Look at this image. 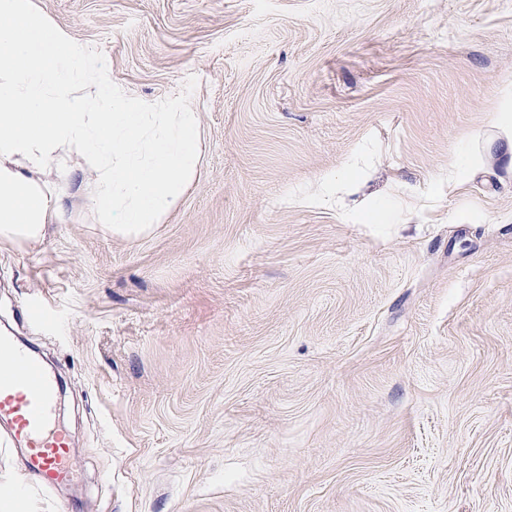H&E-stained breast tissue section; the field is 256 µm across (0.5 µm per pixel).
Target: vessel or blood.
<instances>
[{
	"instance_id": "1",
	"label": "vessel or blood",
	"mask_w": 512,
	"mask_h": 512,
	"mask_svg": "<svg viewBox=\"0 0 512 512\" xmlns=\"http://www.w3.org/2000/svg\"><path fill=\"white\" fill-rule=\"evenodd\" d=\"M57 383L42 362L0 336V420L27 448L32 468L48 483L67 481L70 459L64 431L54 419Z\"/></svg>"
}]
</instances>
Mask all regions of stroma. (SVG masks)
Listing matches in <instances>:
<instances>
[{
	"instance_id": "35a3bbf8",
	"label": "stroma",
	"mask_w": 512,
	"mask_h": 512,
	"mask_svg": "<svg viewBox=\"0 0 512 512\" xmlns=\"http://www.w3.org/2000/svg\"><path fill=\"white\" fill-rule=\"evenodd\" d=\"M32 3L200 162L147 234L0 241L72 450L0 423V512H512V0Z\"/></svg>"
}]
</instances>
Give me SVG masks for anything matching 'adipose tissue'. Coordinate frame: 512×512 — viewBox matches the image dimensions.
Here are the masks:
<instances>
[{
    "mask_svg": "<svg viewBox=\"0 0 512 512\" xmlns=\"http://www.w3.org/2000/svg\"><path fill=\"white\" fill-rule=\"evenodd\" d=\"M73 153L91 177L65 164ZM198 161L194 113L127 98L31 0H0V241H41L73 187L113 234L148 233Z\"/></svg>",
    "mask_w": 512,
    "mask_h": 512,
    "instance_id": "adipose-tissue-1",
    "label": "adipose tissue"
}]
</instances>
